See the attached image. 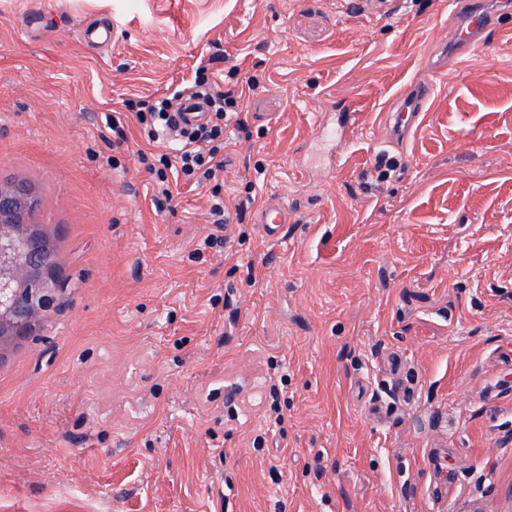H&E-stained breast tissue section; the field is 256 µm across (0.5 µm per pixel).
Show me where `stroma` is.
Listing matches in <instances>:
<instances>
[{"label": "stroma", "mask_w": 512, "mask_h": 512, "mask_svg": "<svg viewBox=\"0 0 512 512\" xmlns=\"http://www.w3.org/2000/svg\"><path fill=\"white\" fill-rule=\"evenodd\" d=\"M452 26L444 0H0V185H32L62 281L0 357V512L512 504V13L462 64ZM201 66L248 127L215 159L219 224L124 106ZM434 68L386 172L376 114ZM348 103L316 172L318 114ZM272 197L296 212L277 241ZM360 115V112L346 109L337 114L336 123L330 125L323 124L321 129L322 137L330 140L334 145L327 161V172L336 169L342 153L341 148L346 144L353 127L359 121ZM292 211L288 203L280 198H271L258 209L256 223L262 224L266 235L272 239H278L286 224H292Z\"/></svg>", "instance_id": "1"}]
</instances>
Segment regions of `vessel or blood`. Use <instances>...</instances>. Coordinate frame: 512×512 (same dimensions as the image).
Returning a JSON list of instances; mask_svg holds the SVG:
<instances>
[{"label": "vessel or blood", "instance_id": "1", "mask_svg": "<svg viewBox=\"0 0 512 512\" xmlns=\"http://www.w3.org/2000/svg\"><path fill=\"white\" fill-rule=\"evenodd\" d=\"M459 19L452 30L450 46L454 56H462L477 43L486 41L496 29L499 15L512 12V0H498L495 8H488L485 0H450ZM435 89L432 79L414 83L410 90L400 94L387 107L382 121L390 146L405 145L424 117V107ZM360 118L359 112L347 109L338 113L333 124L323 125L322 137L330 140L333 148L327 161L328 170H335L350 133ZM257 223L261 224L269 238L281 237L286 224L292 221V211L287 202L271 198L258 209Z\"/></svg>", "mask_w": 512, "mask_h": 512}]
</instances>
